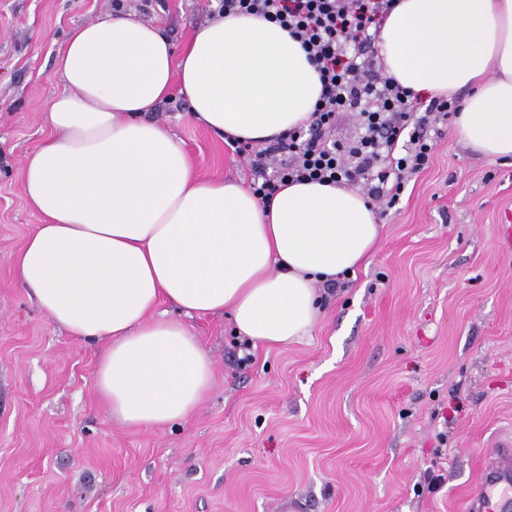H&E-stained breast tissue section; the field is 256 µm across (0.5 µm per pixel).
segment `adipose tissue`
Segmentation results:
<instances>
[{
	"label": "adipose tissue",
	"mask_w": 512,
	"mask_h": 512,
	"mask_svg": "<svg viewBox=\"0 0 512 512\" xmlns=\"http://www.w3.org/2000/svg\"><path fill=\"white\" fill-rule=\"evenodd\" d=\"M387 77L413 93H471L456 118L476 153L512 158V0H399L379 30ZM69 87L48 107L54 135L22 163L44 218L14 256L18 283L73 338L104 343L96 387L113 416L162 428L213 386L211 362L179 320L230 312L253 345L300 341L315 285L352 271L381 227L357 190L289 182L269 203L198 175L167 130L143 120L180 82L217 135L262 142L308 123L322 85L278 24L230 14L198 27L181 55L126 11L73 28Z\"/></svg>",
	"instance_id": "1"
}]
</instances>
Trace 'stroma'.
I'll use <instances>...</instances> for the list:
<instances>
[{
	"label": "stroma",
	"instance_id": "1",
	"mask_svg": "<svg viewBox=\"0 0 512 512\" xmlns=\"http://www.w3.org/2000/svg\"><path fill=\"white\" fill-rule=\"evenodd\" d=\"M182 51L212 0H0V512H465L483 463L512 442V159L471 153L447 119L378 248L319 284L302 341L252 349L229 314L189 317L214 371L207 398L160 429L115 418L95 386L100 343L55 326L12 259L41 218L22 162L53 134L70 31L117 5ZM148 120L196 170L251 171L172 90Z\"/></svg>",
	"mask_w": 512,
	"mask_h": 512
}]
</instances>
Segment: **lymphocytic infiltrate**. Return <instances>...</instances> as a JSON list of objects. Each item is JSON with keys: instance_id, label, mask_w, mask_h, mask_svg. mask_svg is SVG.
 I'll use <instances>...</instances> for the list:
<instances>
[{"instance_id": "1", "label": "lymphocytic infiltrate", "mask_w": 512, "mask_h": 512, "mask_svg": "<svg viewBox=\"0 0 512 512\" xmlns=\"http://www.w3.org/2000/svg\"><path fill=\"white\" fill-rule=\"evenodd\" d=\"M396 0H217V15L247 14L279 24L300 41L316 65L322 94L308 126L264 144L227 137L245 156L250 188L267 201L288 181L362 187L386 208L400 201L409 176L428 164L432 122L458 114L457 98L416 96L378 76L373 26ZM353 115L359 133L347 142L327 139L341 114Z\"/></svg>"}]
</instances>
